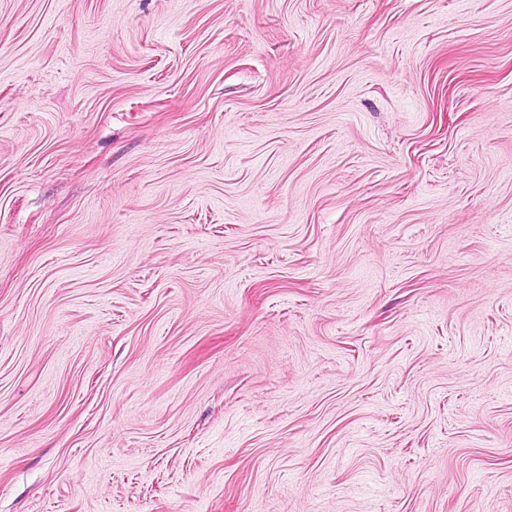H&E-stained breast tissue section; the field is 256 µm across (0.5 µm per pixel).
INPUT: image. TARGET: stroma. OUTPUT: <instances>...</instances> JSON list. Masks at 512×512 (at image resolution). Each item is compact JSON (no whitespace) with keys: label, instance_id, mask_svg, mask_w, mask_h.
I'll use <instances>...</instances> for the list:
<instances>
[{"label":"stroma","instance_id":"35a3bbf8","mask_svg":"<svg viewBox=\"0 0 512 512\" xmlns=\"http://www.w3.org/2000/svg\"><path fill=\"white\" fill-rule=\"evenodd\" d=\"M0 512H512V0H0Z\"/></svg>","mask_w":512,"mask_h":512}]
</instances>
